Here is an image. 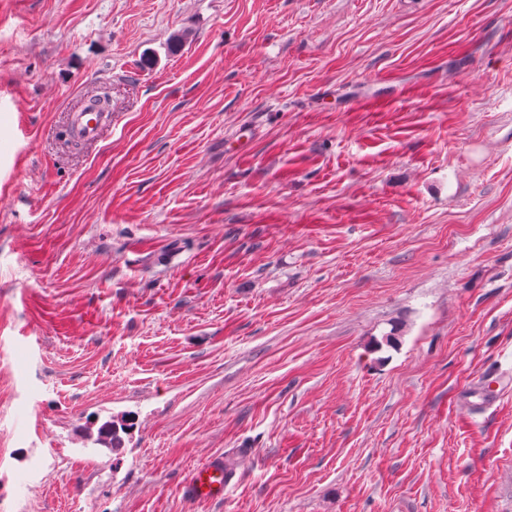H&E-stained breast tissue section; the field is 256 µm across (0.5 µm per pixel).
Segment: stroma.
Masks as SVG:
<instances>
[{
	"label": "stroma",
	"instance_id": "stroma-1",
	"mask_svg": "<svg viewBox=\"0 0 512 512\" xmlns=\"http://www.w3.org/2000/svg\"><path fill=\"white\" fill-rule=\"evenodd\" d=\"M7 140L0 512H512V0H0ZM112 122V112L99 114L98 112H88L85 107L76 112H72L69 122L70 136L82 142L95 141L103 128ZM231 481L232 475L224 470V459L213 458L190 473L186 493L197 501L223 498Z\"/></svg>",
	"mask_w": 512,
	"mask_h": 512
}]
</instances>
